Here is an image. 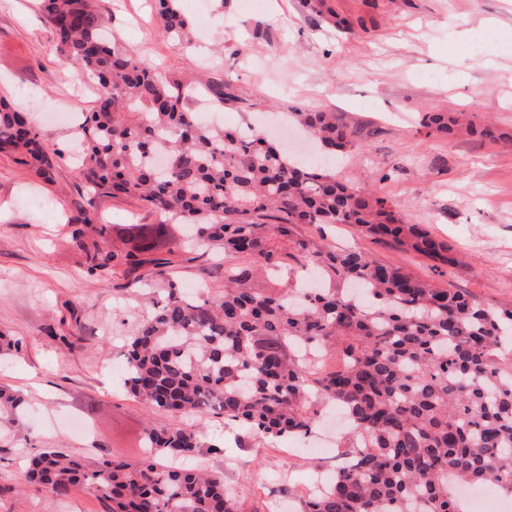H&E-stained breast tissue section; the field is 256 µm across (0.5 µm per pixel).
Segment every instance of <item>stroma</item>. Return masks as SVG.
<instances>
[{
	"label": "stroma",
	"mask_w": 512,
	"mask_h": 512,
	"mask_svg": "<svg viewBox=\"0 0 512 512\" xmlns=\"http://www.w3.org/2000/svg\"><path fill=\"white\" fill-rule=\"evenodd\" d=\"M123 42L166 74L195 79L199 70L229 82L234 104L217 108L190 97L191 110L220 111L225 126L254 125L299 151L297 129L271 130L297 108L336 113L352 143L336 159L338 180L376 192L408 223L448 243V266L355 226L327 229L329 240L403 267L437 287H453L478 303L512 309V145L427 136L429 112H466L475 124L512 132V0H182L194 29L184 49L164 35L155 0H96ZM491 26L472 42L469 30ZM95 83L66 63L39 0H0V95L10 98L54 147L71 142L68 125L52 123L39 105L90 111ZM106 225L103 249L119 247L118 225L157 214L134 199L88 194L67 163L38 177L19 155L0 153V334L15 349L0 351V384L26 402L23 427L0 438V512H106L79 490L60 499L30 486L24 455L65 448L96 460L142 456L147 422L169 423L124 387L120 346L137 312L121 264L90 273L69 241L80 210ZM182 284L218 291L224 271L204 256L170 257ZM208 448L197 465L222 474L240 494L242 512H270L272 494L285 512H300L305 485L335 475L338 422L324 416L309 435L312 456L271 444L223 420L199 429Z\"/></svg>",
	"instance_id": "obj_1"
}]
</instances>
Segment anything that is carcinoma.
Returning <instances> with one entry per match:
<instances>
[{
  "mask_svg": "<svg viewBox=\"0 0 512 512\" xmlns=\"http://www.w3.org/2000/svg\"><path fill=\"white\" fill-rule=\"evenodd\" d=\"M160 23L190 40L180 0H158ZM58 52L98 84L82 116L72 158L93 192L133 197L162 217L130 224L131 250L88 243L85 213L72 231L88 271L122 262L137 273L149 309L127 336L125 384L149 409L179 420L212 416L274 440L304 436L319 407H341L351 428L334 481L304 501L303 512H465L448 481L490 484L512 497V310L485 307L451 288H435L402 267L379 263L301 226L352 224L367 235L452 265L447 243L407 224L388 200L336 180L325 163L300 160L265 138L201 123L184 102L187 87L148 66L116 34L106 37L94 0H42ZM202 88L217 102L227 82ZM325 148L349 145L330 112L287 113ZM427 135H470L512 144L489 125L463 126L455 113L429 112ZM0 152L49 179V144L25 115L0 97ZM192 231L168 253L201 250L224 263V289L191 297L169 277L168 260L149 257L168 224ZM325 288L296 290L297 270ZM339 356L317 370L306 352ZM21 399L0 387V430L24 418ZM204 443L196 431L149 424L137 461L90 462L43 448L25 479L59 498L82 488L108 512H238L220 474L188 462ZM177 464L159 466L156 457Z\"/></svg>",
  "mask_w": 512,
  "mask_h": 512,
  "instance_id": "carcinoma-1",
  "label": "carcinoma"
}]
</instances>
